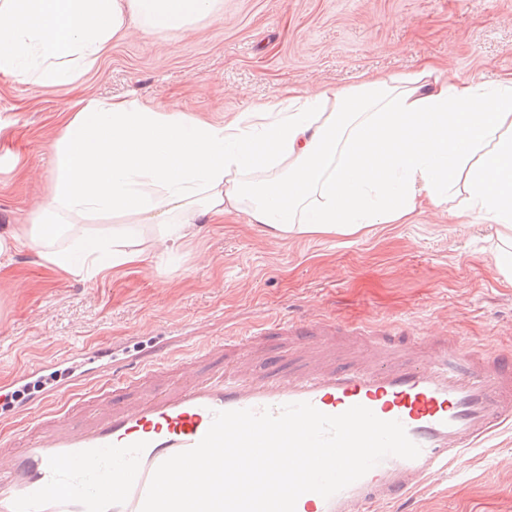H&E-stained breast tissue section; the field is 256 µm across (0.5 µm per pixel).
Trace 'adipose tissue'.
Wrapping results in <instances>:
<instances>
[{"instance_id":"adipose-tissue-1","label":"adipose tissue","mask_w":512,"mask_h":512,"mask_svg":"<svg viewBox=\"0 0 512 512\" xmlns=\"http://www.w3.org/2000/svg\"><path fill=\"white\" fill-rule=\"evenodd\" d=\"M221 0H0V73L73 86L126 18L186 33ZM51 191L30 223L0 234L54 272L92 280L147 262L140 240L176 243L194 224L242 214L275 238L394 224L463 185L467 215L498 225L512 274V75L448 82L423 68L348 87L278 91L213 123L137 100H91L54 144ZM121 219L102 232L95 221Z\"/></svg>"}]
</instances>
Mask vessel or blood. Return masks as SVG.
<instances>
[{
  "instance_id": "1",
  "label": "vessel or blood",
  "mask_w": 512,
  "mask_h": 512,
  "mask_svg": "<svg viewBox=\"0 0 512 512\" xmlns=\"http://www.w3.org/2000/svg\"><path fill=\"white\" fill-rule=\"evenodd\" d=\"M267 332L290 336L288 356L267 357L265 371L238 366L190 373L180 384L136 402L116 401L79 425L55 408L56 388H42L39 427L0 437V512H140L154 470L195 446L217 411L279 410L308 402L337 415L355 405L400 421L421 452L389 456L330 498L303 494L295 512H370L405 499L447 473L468 450L512 421V354L470 351L449 336H402L390 325L348 327L365 341L337 355L336 323L321 315L274 318ZM89 364L108 362L113 387L153 375L150 367L87 350Z\"/></svg>"
}]
</instances>
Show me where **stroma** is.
I'll list each match as a JSON object with an SVG mask.
<instances>
[{"instance_id": "1", "label": "stroma", "mask_w": 512, "mask_h": 512, "mask_svg": "<svg viewBox=\"0 0 512 512\" xmlns=\"http://www.w3.org/2000/svg\"><path fill=\"white\" fill-rule=\"evenodd\" d=\"M434 64L443 78L512 73V0H223L190 33L129 27L72 90L31 88L0 74V234L27 223L50 187L52 143L79 101L136 99L212 121L269 101L279 88L351 86L365 75ZM465 190L399 224L354 236L274 238L234 214L201 225L178 253L92 281L63 277L35 251L0 257V383L90 347L141 365L171 360L144 384L182 381L174 362L200 337L223 340L268 317L320 313L337 324L396 322L448 335L480 353L512 351V284L496 262L497 227L465 217ZM285 336L200 356L262 371ZM93 377L59 373L57 404L79 424L104 404ZM383 512H512V428Z\"/></svg>"}]
</instances>
